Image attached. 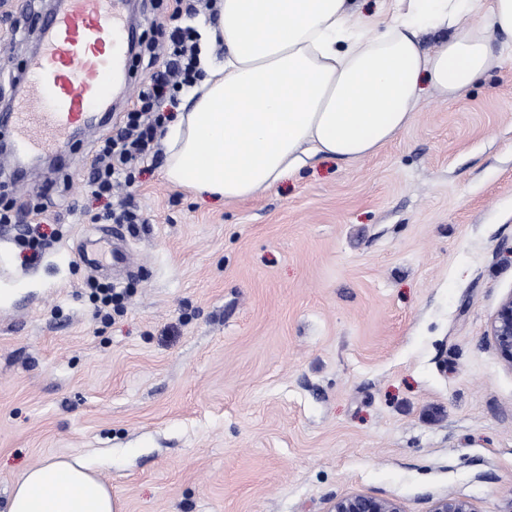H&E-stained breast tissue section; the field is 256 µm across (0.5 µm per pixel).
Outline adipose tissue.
<instances>
[{
    "mask_svg": "<svg viewBox=\"0 0 512 512\" xmlns=\"http://www.w3.org/2000/svg\"><path fill=\"white\" fill-rule=\"evenodd\" d=\"M358 22L352 0H220L204 42L224 47L166 126L174 185L235 201L318 156L351 163L413 120L426 90L452 99L501 64L492 34L512 37V0H390ZM476 21L461 25L463 15ZM439 33L433 50L423 32ZM6 512H118L81 458L46 461L13 487Z\"/></svg>",
    "mask_w": 512,
    "mask_h": 512,
    "instance_id": "1",
    "label": "adipose tissue"
}]
</instances>
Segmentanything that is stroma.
I'll list each match as a JSON object with an SVG mask.
<instances>
[{"instance_id": "obj_1", "label": "stroma", "mask_w": 512, "mask_h": 512, "mask_svg": "<svg viewBox=\"0 0 512 512\" xmlns=\"http://www.w3.org/2000/svg\"><path fill=\"white\" fill-rule=\"evenodd\" d=\"M51 4L0 0V107ZM165 7L131 10L140 49L107 122L54 167L0 166V199L58 231L29 263L0 224V508L29 468L81 456L119 512H328L353 493L512 512V369L488 336L512 293V41L369 157L232 202L149 164L120 194L142 223L115 224L87 168ZM90 237L132 268L86 267ZM90 280L123 291L109 315Z\"/></svg>"}]
</instances>
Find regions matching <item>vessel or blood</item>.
Listing matches in <instances>:
<instances>
[{
	"mask_svg": "<svg viewBox=\"0 0 512 512\" xmlns=\"http://www.w3.org/2000/svg\"><path fill=\"white\" fill-rule=\"evenodd\" d=\"M123 5L124 0H57L17 91L13 159L52 147L74 127H93L97 114L106 111L114 83L126 77L130 34ZM81 253L97 266L129 264L122 248L107 251L97 240L86 242Z\"/></svg>",
	"mask_w": 512,
	"mask_h": 512,
	"instance_id": "b4317fda",
	"label": "vessel or blood"
}]
</instances>
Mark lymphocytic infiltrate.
I'll list each match as a JSON object with an SVG mask.
<instances>
[{"label": "lymphocytic infiltrate", "instance_id": "1", "mask_svg": "<svg viewBox=\"0 0 512 512\" xmlns=\"http://www.w3.org/2000/svg\"><path fill=\"white\" fill-rule=\"evenodd\" d=\"M216 0H171L163 23L170 31L163 70L149 73L140 84L122 122L97 145L88 173V184L99 198H111L118 182H132L138 165L158 159V133L167 122L157 105L192 88L202 77L200 34L191 19L214 11Z\"/></svg>", "mask_w": 512, "mask_h": 512}]
</instances>
